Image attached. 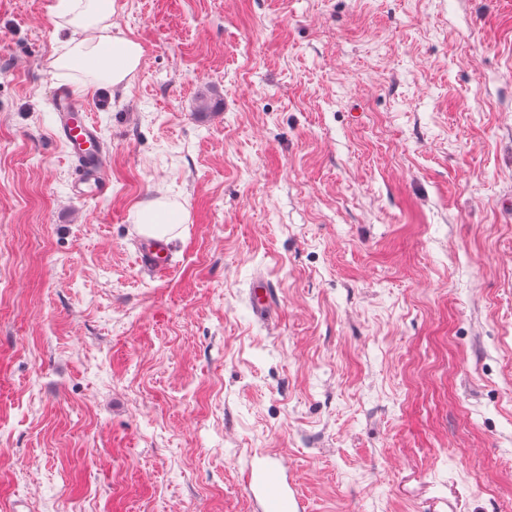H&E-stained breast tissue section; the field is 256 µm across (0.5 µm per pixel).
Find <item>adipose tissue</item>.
<instances>
[{"label": "adipose tissue", "instance_id": "1", "mask_svg": "<svg viewBox=\"0 0 512 512\" xmlns=\"http://www.w3.org/2000/svg\"><path fill=\"white\" fill-rule=\"evenodd\" d=\"M116 0H59L56 15L62 27L83 30L84 39L67 43L52 65L62 71H84L108 86L121 85L135 72L142 49L135 41L113 34Z\"/></svg>", "mask_w": 512, "mask_h": 512}]
</instances>
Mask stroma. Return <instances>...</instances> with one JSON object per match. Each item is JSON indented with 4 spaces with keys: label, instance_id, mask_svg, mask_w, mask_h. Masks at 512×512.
<instances>
[{
    "label": "stroma",
    "instance_id": "1",
    "mask_svg": "<svg viewBox=\"0 0 512 512\" xmlns=\"http://www.w3.org/2000/svg\"><path fill=\"white\" fill-rule=\"evenodd\" d=\"M56 4L0 0V512H259L266 450L308 512H512V0H117L101 198ZM53 102L57 115L54 135L69 149L74 165V191L80 196L86 195L82 187L87 186L98 193L106 192L109 182L104 151L98 127L87 113V103L73 95L65 85L54 90ZM164 202L156 200L151 204L143 205L137 210V224L139 230L151 237L163 238L172 235L177 230V224H166L161 212ZM136 248L141 267L149 273L159 274L171 267L169 245L164 240L143 238ZM251 304L253 311L266 317L273 310V294L269 282L262 275H257L251 287Z\"/></svg>",
    "mask_w": 512,
    "mask_h": 512
}]
</instances>
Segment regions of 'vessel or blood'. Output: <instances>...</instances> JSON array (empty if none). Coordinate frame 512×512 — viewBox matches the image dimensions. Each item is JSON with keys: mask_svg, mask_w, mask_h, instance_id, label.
Instances as JSON below:
<instances>
[{"mask_svg": "<svg viewBox=\"0 0 512 512\" xmlns=\"http://www.w3.org/2000/svg\"><path fill=\"white\" fill-rule=\"evenodd\" d=\"M57 115L55 137L69 149L74 165V190L90 187L103 193L109 187L104 164V151L99 141L98 128L88 115V105L73 95L67 86L53 92ZM139 263L144 270L159 274L169 270V245L156 239H141L137 245ZM254 312L267 316L273 309V294L264 276H256L251 287ZM243 480L260 512H305L306 506L293 483L284 478L273 453L264 451L256 463H248Z\"/></svg>", "mask_w": 512, "mask_h": 512, "instance_id": "b4317fda", "label": "vessel or blood"}]
</instances>
